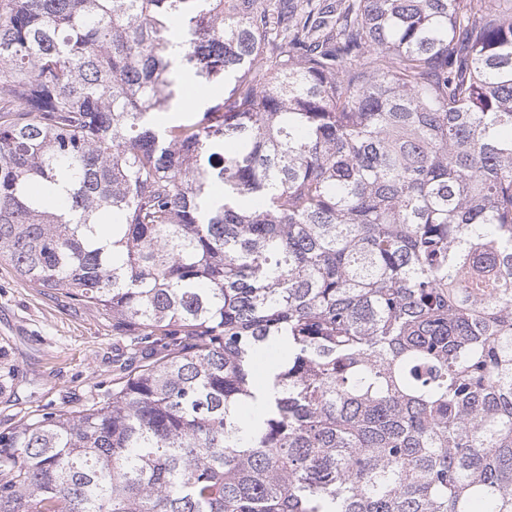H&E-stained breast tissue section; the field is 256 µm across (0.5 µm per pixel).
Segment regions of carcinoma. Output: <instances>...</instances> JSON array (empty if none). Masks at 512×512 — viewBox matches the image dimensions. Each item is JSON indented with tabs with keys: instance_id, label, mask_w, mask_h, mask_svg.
Masks as SVG:
<instances>
[{
	"instance_id": "cac0c4a2",
	"label": "carcinoma",
	"mask_w": 512,
	"mask_h": 512,
	"mask_svg": "<svg viewBox=\"0 0 512 512\" xmlns=\"http://www.w3.org/2000/svg\"><path fill=\"white\" fill-rule=\"evenodd\" d=\"M2 261L153 348L0 512H512V0H0Z\"/></svg>"
}]
</instances>
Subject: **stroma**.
<instances>
[{
  "mask_svg": "<svg viewBox=\"0 0 512 512\" xmlns=\"http://www.w3.org/2000/svg\"><path fill=\"white\" fill-rule=\"evenodd\" d=\"M127 337L96 310L37 288L0 263V434L112 394Z\"/></svg>",
  "mask_w": 512,
  "mask_h": 512,
  "instance_id": "stroma-1",
  "label": "stroma"
}]
</instances>
